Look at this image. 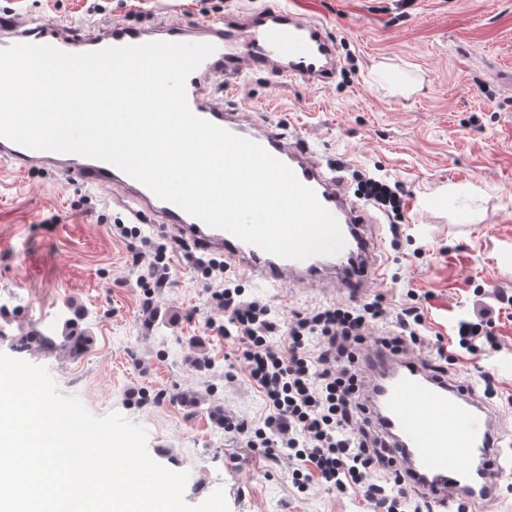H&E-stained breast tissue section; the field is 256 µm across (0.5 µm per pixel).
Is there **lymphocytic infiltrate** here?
<instances>
[{"mask_svg": "<svg viewBox=\"0 0 512 512\" xmlns=\"http://www.w3.org/2000/svg\"><path fill=\"white\" fill-rule=\"evenodd\" d=\"M362 195L395 218L392 236H399L403 191L380 175L366 179ZM223 321L210 328L236 345L253 385L271 414L267 428L227 424L247 447L266 456L286 458L299 490L317 483L337 495H361L368 512H427L420 501L408 506L403 481L385 442L363 404L365 347L376 353L447 352L425 334L420 306L408 303L389 314L382 296L296 314L288 326L269 317L262 300L244 298L240 286L225 284L214 293ZM490 311L457 320L462 352L479 357L498 351ZM280 344H273V337Z\"/></svg>", "mask_w": 512, "mask_h": 512, "instance_id": "obj_1", "label": "lymphocytic infiltrate"}]
</instances>
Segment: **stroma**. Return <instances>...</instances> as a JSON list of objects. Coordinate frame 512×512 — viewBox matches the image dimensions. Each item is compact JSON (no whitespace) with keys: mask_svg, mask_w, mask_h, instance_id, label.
I'll list each match as a JSON object with an SVG mask.
<instances>
[{"mask_svg":"<svg viewBox=\"0 0 512 512\" xmlns=\"http://www.w3.org/2000/svg\"><path fill=\"white\" fill-rule=\"evenodd\" d=\"M0 0V15L40 16L60 31L105 32L126 22L152 32L210 18L242 19L263 7L293 8L336 41V71L323 82L262 71L209 85L215 103L234 102L244 122L268 121L339 164L349 186L377 174L404 190L400 248L378 215L388 264L383 296L390 312L414 291L429 336L442 337L450 376L493 375L492 404L512 430V0ZM390 70L389 81L376 76ZM412 74L415 91L392 82ZM125 195L89 190L56 170L25 176L0 168V353L46 366L58 389L96 416L119 412L148 432V451L188 473L185 500L197 504L223 489L230 512H363L361 497L321 485L302 492L285 459L247 448L211 411L262 426L269 410L249 381L236 347L208 328L224 313L211 298L220 282L203 279L183 250L167 255L169 278L147 291L133 247L116 236L132 224ZM244 294L267 303L279 324L297 313L339 303L307 285L264 287L241 280ZM485 295L475 296L476 286ZM83 306L93 337L79 356L65 348L66 307ZM488 308L501 348L474 359L452 345L462 313ZM49 331L53 347H21ZM208 369L193 363L196 351ZM198 394V407L170 401Z\"/></svg>","mask_w":512,"mask_h":512,"instance_id":"obj_1","label":"stroma"}]
</instances>
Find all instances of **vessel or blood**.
Segmentation results:
<instances>
[{
  "label": "vessel or blood",
  "mask_w": 512,
  "mask_h": 512,
  "mask_svg": "<svg viewBox=\"0 0 512 512\" xmlns=\"http://www.w3.org/2000/svg\"><path fill=\"white\" fill-rule=\"evenodd\" d=\"M162 39L214 45V52L186 80L191 111L258 143L312 188L340 225L346 240L340 253L302 261L267 253L157 198L117 167L78 154L32 150L0 138V164L17 173L53 168L89 189L122 188L134 219L150 217L155 227L198 252L230 259L239 276L259 277L269 288L291 281L355 297L384 281L386 262L381 239L373 231L374 218L350 198L339 168L323 165L303 138H288L267 122H242L235 108L212 102L205 86L211 78L273 68L287 78L328 79L335 68L336 45L323 28L285 8L261 9L241 25L212 22L199 33L168 29ZM150 40L147 29L120 22L104 33L80 38L60 36L38 18L0 26V48L32 43L83 53ZM366 402L408 485L434 512H448L450 504L464 500L482 504L500 499L502 482L512 475V456L503 454L512 437L502 430L496 409L480 397L475 383L434 373L416 358L387 356L373 368Z\"/></svg>",
  "instance_id": "b4317fda"
}]
</instances>
